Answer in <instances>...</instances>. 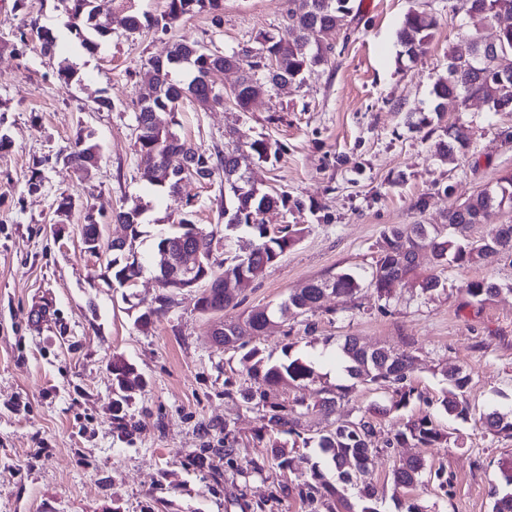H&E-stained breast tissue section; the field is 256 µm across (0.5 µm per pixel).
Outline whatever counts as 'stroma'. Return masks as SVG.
<instances>
[{"label":"stroma","mask_w":512,"mask_h":512,"mask_svg":"<svg viewBox=\"0 0 512 512\" xmlns=\"http://www.w3.org/2000/svg\"><path fill=\"white\" fill-rule=\"evenodd\" d=\"M347 29L336 33L328 63L302 81L262 89L247 111L232 102L205 108L181 103L161 113L182 139L202 149L232 148L240 170L263 190L286 193L289 204L265 211L261 223L295 224L300 240L224 310L240 322L257 308L272 309L311 280L342 272L369 277L385 227L445 225L452 204L512 173V112H491L479 100L452 102L443 125L470 126L469 150L440 157L443 125L418 127L432 111V87L445 74L448 50L463 31L485 41L495 29L466 15L462 0H352ZM435 15L438 26L417 61L402 53L398 31L409 8ZM165 0H116L107 36L84 49L60 0H0V512H344L335 498L307 503L305 475L319 465L330 482L338 475L316 442L369 408L376 416L378 452L368 475L378 490L379 512H492L491 485L499 465L512 459V437L485 432L480 416L495 409L512 416V261L454 267L440 287L422 293L433 269L431 252L390 297L362 288L347 305L327 296L319 308L241 346L211 347V314L196 293L171 295L150 330L137 317L166 295L157 280V243L192 203L205 230L220 225L224 176L184 181L176 196L147 186L135 151V103L145 87L149 60L165 57L177 40L197 41L229 55L260 47L286 24L288 0H223L219 14L185 17L168 32L149 26L128 31L125 18H155ZM50 28L55 55L21 43L30 19ZM72 77L62 82L59 67ZM110 99L111 108L100 107ZM90 137L100 161L76 170L63 161ZM264 138L281 148L279 159H258L249 142ZM72 201L65 219L55 210ZM140 201L144 211L135 248L141 272L121 288L106 271L108 245L121 235L112 214ZM104 226L99 254L84 252L86 214ZM487 277L500 293L469 301L463 285ZM368 348L407 350L416 367L407 379L416 396L393 409L391 388L351 383L337 349L345 337ZM259 348L272 362L290 355L312 361L315 381L258 387L242 363ZM120 357L133 365L140 386L114 410L112 374ZM472 377L469 419L448 415L440 400L445 372ZM351 385L334 412L310 410L318 391ZM293 409L297 433L272 430V404ZM430 417L447 434L439 447L409 443L385 447L408 421ZM234 453L225 456L224 443ZM289 447L298 469L273 459L272 446ZM409 458L430 478L408 491L392 471ZM451 484L442 489L433 472Z\"/></svg>","instance_id":"obj_1"}]
</instances>
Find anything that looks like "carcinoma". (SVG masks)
<instances>
[{
	"label": "carcinoma",
	"mask_w": 512,
	"mask_h": 512,
	"mask_svg": "<svg viewBox=\"0 0 512 512\" xmlns=\"http://www.w3.org/2000/svg\"><path fill=\"white\" fill-rule=\"evenodd\" d=\"M115 0H63L65 12L71 19V28L81 39V45L88 51L98 43L88 34L104 37L108 33V19ZM222 0H166V10L153 21V26L163 32L176 26L183 18L198 11L220 10ZM463 7L469 15H479L496 26L495 53L484 55V43L476 32L463 34L448 52L446 73L433 85L432 94L436 104L433 108L435 119L424 116L422 124L442 122L446 112V101L450 98L466 100L477 96L487 105L489 111L497 112L504 101L512 102V76L498 78L500 68L512 67V0H464ZM352 12L350 0H289L288 22L284 32L277 37L266 39L258 48H243L231 55L219 54L203 48L197 41H178L171 46L165 58L149 63L147 71L150 93L136 104L135 121L139 132L135 147L139 158L140 178L150 187L175 193L181 180L182 166L197 174L200 180H211L219 169L224 171V192L231 197V206L224 207V224L228 228L246 226L251 229L257 243L248 250L247 266H242L239 255L229 260H210L211 243L215 232L209 231L194 240L193 246L200 252L207 264L209 276L205 283L210 285L205 295L197 300L199 310L210 312L224 309L234 303L237 291L232 283L240 273H246L257 280L267 268L274 265L297 241L301 231L290 234L270 233L267 225L257 222L263 211L278 205L286 206L288 197L276 192L261 191L251 185L239 170L235 153L207 152L183 140L172 128L157 129L153 114L160 111H175L185 99L207 104L224 103V96L217 88L216 77L228 69L242 71L238 92L233 96L236 105L244 110L251 98L260 93L261 87L276 88L283 82L303 79L310 68L328 61L332 50L333 36L348 23ZM437 26L434 15L418 9L409 10L403 19L398 37L406 55L414 59L424 52L426 44ZM36 36L43 52H50L56 45L53 33L41 26L36 19L30 20L19 31V41L25 43L28 37ZM261 78H256V73ZM263 85H258V80ZM448 140L438 144L439 152L446 156L456 150H466L472 141L471 129L465 125L452 124L444 127ZM73 159L78 169L91 167L98 161L97 145L84 139L72 147L65 159ZM512 192V175L498 179L492 188L453 205L448 211V236L426 224L410 227L393 225L384 229L378 242V256L372 270L369 285L379 297L389 295L393 285L414 271V261L406 247L418 245L431 249L435 267H467L489 264L499 255L497 239L492 238L481 245L460 243L468 239L470 225L475 216L489 207L500 206L503 189ZM142 213L141 206L132 203L121 207L113 214V220L128 225L130 239L136 237V227ZM363 286V279L351 272L339 273L328 280H313L309 287L290 294L273 311L255 310L245 324L255 336L261 331L267 319L278 316L282 319L295 318L318 307L325 294L336 296L345 303ZM464 293L471 301L483 303L500 292V286L489 278L470 280L465 283ZM339 350L349 362L348 372L354 378L394 388L398 400L395 407L406 405L414 395V389L404 385L408 374L414 369L415 356L407 350L391 347L366 349L353 336L345 337ZM248 375L256 382L267 386L283 382L305 383L314 379L315 370L311 362L299 357L286 356L280 362L265 359L261 351L253 348L243 356ZM134 368L121 358L112 359L113 391L117 396L116 406L130 397L139 382L133 378ZM448 391L440 405L450 414L461 419L470 415V404L466 397L470 375L460 368L445 373ZM347 389L336 388L331 395L324 391L312 404V409L321 413L333 411L336 403L344 400ZM489 432L512 436V421L497 412L480 417ZM268 422L286 434L297 432L298 419L285 408L275 409ZM376 426L370 417L357 422H345L335 430L319 437L317 448L328 462L339 472L343 481L353 482L356 474L369 470L377 449L372 447ZM440 446L447 442L433 421L427 417L409 421L396 430L386 441L394 448L409 441ZM424 465L418 459H409L393 471V482L397 487L415 489L422 484ZM306 497L313 501L325 497L343 500L338 489L328 482L325 474L317 467L311 468V480L306 482ZM494 498L492 512H512V460H505L500 468V484L491 488ZM361 509L359 512H377L376 488L365 484L358 488Z\"/></svg>",
	"instance_id": "carcinoma-1"
}]
</instances>
